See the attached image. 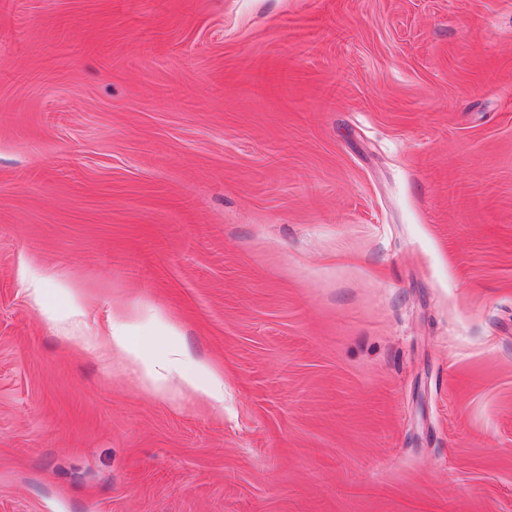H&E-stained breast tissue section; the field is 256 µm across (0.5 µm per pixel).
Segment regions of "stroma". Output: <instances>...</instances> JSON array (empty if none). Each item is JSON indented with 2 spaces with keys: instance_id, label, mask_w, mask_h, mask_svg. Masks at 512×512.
<instances>
[{
  "instance_id": "stroma-1",
  "label": "stroma",
  "mask_w": 512,
  "mask_h": 512,
  "mask_svg": "<svg viewBox=\"0 0 512 512\" xmlns=\"http://www.w3.org/2000/svg\"><path fill=\"white\" fill-rule=\"evenodd\" d=\"M0 512H512V0H0ZM129 327L131 325L128 323V315L123 311H118L112 320V336H103V340L109 342L111 338L112 349L118 353L126 354L132 361L141 365L143 378L153 391H164L167 382V377L161 372L164 366L145 362L140 353L128 344L126 337L123 335V330ZM200 374H204L206 376L203 383L199 382ZM180 379L186 385L204 394L214 403L222 404L224 402V375L222 372L214 368L201 365L197 376L181 374Z\"/></svg>"
}]
</instances>
